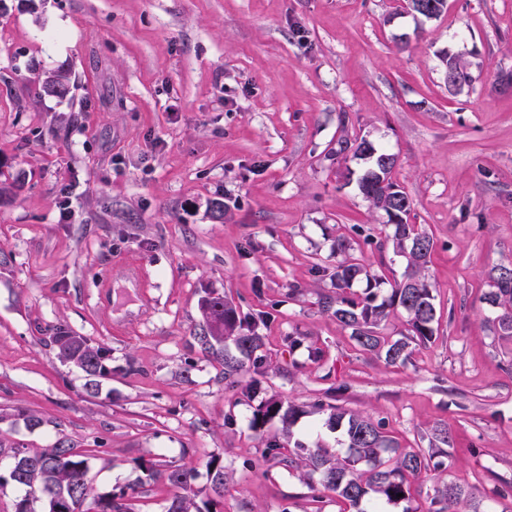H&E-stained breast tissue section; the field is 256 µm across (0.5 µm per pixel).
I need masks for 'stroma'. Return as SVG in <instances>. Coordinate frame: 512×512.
Instances as JSON below:
<instances>
[{"label":"stroma","mask_w":512,"mask_h":512,"mask_svg":"<svg viewBox=\"0 0 512 512\" xmlns=\"http://www.w3.org/2000/svg\"><path fill=\"white\" fill-rule=\"evenodd\" d=\"M448 54L469 82L449 86ZM510 71L512 0H448L430 20L394 0H0V442L92 449L97 491L133 489L138 512H163L138 461L213 455L224 512H308L297 476L259 467L281 421L253 430L257 401L191 345L214 291L271 313L265 353L293 372L269 374L278 400L335 391L409 448L448 424L444 468L386 512H434L446 482L512 512V351L485 300L512 263ZM59 73L69 94L46 95ZM362 138L397 155L436 242V340L403 365L357 351L317 304L341 225L387 222L358 190ZM59 325L111 348L98 396L57 359Z\"/></svg>","instance_id":"1"}]
</instances>
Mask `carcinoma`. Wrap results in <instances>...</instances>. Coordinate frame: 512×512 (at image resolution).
<instances>
[{"mask_svg":"<svg viewBox=\"0 0 512 512\" xmlns=\"http://www.w3.org/2000/svg\"><path fill=\"white\" fill-rule=\"evenodd\" d=\"M43 91L51 96H66L68 78H47ZM354 155L367 163L358 178L359 190L374 208L387 215L392 234L386 239L392 242L394 254L404 259L405 268L401 278L389 283L355 257L352 240L353 235L361 234V227L353 224L336 235L332 289L318 294V306L350 330L358 351L391 365H403L410 359L413 347H425L436 339L438 318L427 273L435 241L425 228L410 222L412 201L393 179L396 155L376 148L365 138L358 143ZM488 279L490 291L485 300L497 309L491 329L495 338L512 345V265L492 267ZM356 282L365 283L363 293L351 292ZM385 284L389 285L388 294L379 302L378 293ZM397 308L407 314V333L398 338L387 328L390 311ZM200 310L202 320L192 336L193 345L222 366L227 385L243 382L245 392L255 396L263 390L268 372L289 374L268 362L263 354L265 337L257 333L256 326L244 324L236 306L224 295L205 293ZM50 339L59 358L88 377L86 394L97 395L99 380L112 376V350L63 325L53 329ZM308 412L325 416V425L341 433L342 447L329 448L318 443L310 448L294 437L292 423ZM274 418L281 419L285 433L260 439L261 457L270 468L298 471L300 480L311 489L315 485L310 479L318 475L322 494L311 496L310 512H324L325 497L329 494L344 505L342 512H384L383 505L399 502L397 494L408 498L409 479L440 468V457L454 444L448 425L441 424L429 434L428 450L406 448L386 430L385 422L322 399L307 408L290 405L285 409L279 400L268 398L254 412L251 427L259 430ZM1 456L11 458L13 467L0 472V487L12 484L23 491L14 512H135L127 490L100 495L95 488L85 487L91 454L70 439L61 438L39 450L0 442ZM138 467L146 479L160 483L166 495L164 512H217L216 498L224 496L227 485V473L220 458L212 456L205 462L214 499L199 497L195 489L196 469L192 466L168 465L161 470L152 462L142 461ZM434 493V502L440 505L436 512H459L463 508L467 512H482L480 503L456 483L437 486Z\"/></svg>","mask_w":512,"mask_h":512,"instance_id":"cac0c4a2","label":"carcinoma"}]
</instances>
